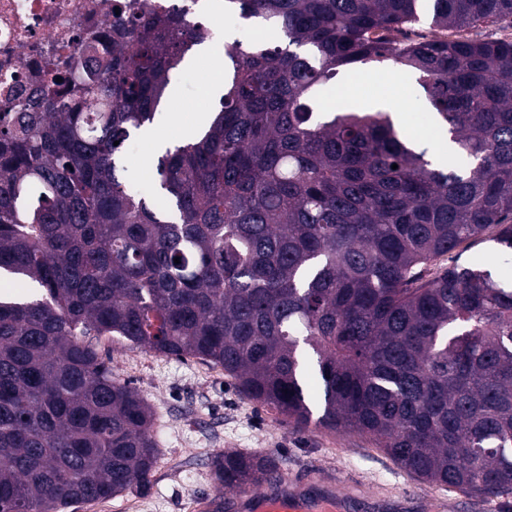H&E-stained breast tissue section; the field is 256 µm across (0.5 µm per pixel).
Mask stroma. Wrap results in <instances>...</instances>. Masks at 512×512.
<instances>
[{"label": "stroma", "mask_w": 512, "mask_h": 512, "mask_svg": "<svg viewBox=\"0 0 512 512\" xmlns=\"http://www.w3.org/2000/svg\"><path fill=\"white\" fill-rule=\"evenodd\" d=\"M257 23L244 31L229 30L205 44L183 63L173 81L175 98L165 110L191 117L213 111L219 95L211 91L219 73L214 65L223 41L255 34ZM335 104L400 102L407 114L406 130L429 153L444 147L430 113L419 105L425 95L408 75L374 64L358 65L348 78L328 91ZM102 359L120 379L131 382L155 412L154 437L162 460L149 490L140 494L139 512H193L194 502L212 491V457L229 449L271 454L284 474L302 476L311 468L333 472L337 487L349 480L361 484L363 500L353 512H371L369 497L392 496L416 481L364 437L311 428L298 431L241 396L222 368L194 358L158 356L121 340L100 338Z\"/></svg>", "instance_id": "1"}]
</instances>
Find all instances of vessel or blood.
<instances>
[{
	"instance_id": "1",
	"label": "vessel or blood",
	"mask_w": 512,
	"mask_h": 512,
	"mask_svg": "<svg viewBox=\"0 0 512 512\" xmlns=\"http://www.w3.org/2000/svg\"><path fill=\"white\" fill-rule=\"evenodd\" d=\"M361 497L357 485L337 490L333 478L311 471L302 479L275 476L257 490L213 495L201 504L203 512H350ZM392 512H443L445 504L410 493L392 497Z\"/></svg>"
}]
</instances>
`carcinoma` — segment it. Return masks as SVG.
Returning a JSON list of instances; mask_svg holds the SVG:
<instances>
[{
    "instance_id": "cac0c4a2",
    "label": "carcinoma",
    "mask_w": 512,
    "mask_h": 512,
    "mask_svg": "<svg viewBox=\"0 0 512 512\" xmlns=\"http://www.w3.org/2000/svg\"><path fill=\"white\" fill-rule=\"evenodd\" d=\"M224 2L276 38L224 42L210 126L165 149L149 187L126 143L212 39L178 9L141 0L112 50L85 43L69 93L0 115V279L33 288L0 295V512L150 488L154 413L102 336L220 366L294 428L365 436L422 482L512 495V283L431 272L464 242L512 260V41L448 37L511 20L512 0ZM369 62L416 75L459 164L385 109L323 100ZM210 467L224 493L278 464Z\"/></svg>"
}]
</instances>
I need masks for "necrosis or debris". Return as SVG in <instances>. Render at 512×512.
Returning <instances> with one entry per match:
<instances>
[{
  "instance_id": "1",
  "label": "necrosis or debris",
  "mask_w": 512,
  "mask_h": 512,
  "mask_svg": "<svg viewBox=\"0 0 512 512\" xmlns=\"http://www.w3.org/2000/svg\"><path fill=\"white\" fill-rule=\"evenodd\" d=\"M113 0H0V110L54 89L83 60L87 38L112 27Z\"/></svg>"
}]
</instances>
